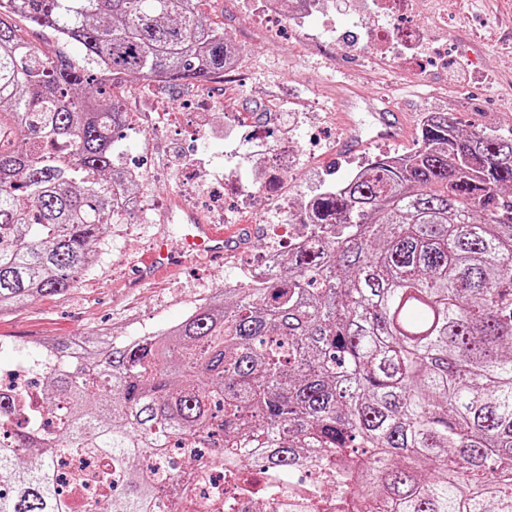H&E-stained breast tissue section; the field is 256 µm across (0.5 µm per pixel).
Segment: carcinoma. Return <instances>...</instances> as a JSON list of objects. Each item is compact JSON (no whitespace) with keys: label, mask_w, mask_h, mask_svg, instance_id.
Here are the masks:
<instances>
[{"label":"carcinoma","mask_w":512,"mask_h":512,"mask_svg":"<svg viewBox=\"0 0 512 512\" xmlns=\"http://www.w3.org/2000/svg\"><path fill=\"white\" fill-rule=\"evenodd\" d=\"M201 2L0 0V315L70 291L126 190L119 97L19 22L99 69L207 82L238 50ZM420 133L310 198L312 240L265 282L161 334L50 341L57 427L0 441V512H209L190 481L174 498L134 465L185 438L264 512H512V137L446 112ZM28 411L0 393V420ZM65 452L97 462L67 493ZM253 462L288 487L258 486ZM114 479L107 501L74 495ZM20 25L26 31V37L34 46L43 50L63 51L72 61L84 65L95 74L96 65L84 57V53L79 46L75 44H62L56 33L50 29L25 27L23 23H20Z\"/></svg>","instance_id":"carcinoma-1"}]
</instances>
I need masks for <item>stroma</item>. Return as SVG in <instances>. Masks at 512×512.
<instances>
[{
  "instance_id": "35a3bbf8",
  "label": "stroma",
  "mask_w": 512,
  "mask_h": 512,
  "mask_svg": "<svg viewBox=\"0 0 512 512\" xmlns=\"http://www.w3.org/2000/svg\"><path fill=\"white\" fill-rule=\"evenodd\" d=\"M322 10L309 17V39L295 24L273 31L248 0H204L210 22L223 27L240 51L245 78L199 84L132 83L123 90L126 109L141 112L138 131L121 136L115 147L123 164L150 172L146 209L122 223L107 226L94 263L80 274L66 294L41 298L18 311L0 316V364L31 362L43 338L69 339L101 330L122 341L144 336L179 322L191 306L205 302L216 289L235 285L239 266L223 263L178 264L161 279L135 283L155 238L181 251L186 230L162 224L154 216L157 204L182 196L192 209L209 200L197 184L232 172L243 183L262 180L252 159L256 127L287 141L292 152L293 198L310 196L329 182H342L373 157L408 153L419 143L418 129L431 112H445L465 128L494 135L512 133V0H449L448 14L433 19L431 0H419L410 24L419 37L448 54L444 65H423L400 55L390 59L377 49L372 32L394 16L387 0H321ZM469 61L466 76L453 75L459 58ZM344 81L367 91L350 111L368 122L371 107L405 112L409 134L399 144L372 140L360 152L344 153L340 145L348 130L336 107V84ZM222 104L212 124L239 113L260 115L259 125L239 127L227 141L203 131L207 120L194 108L200 94ZM284 210L269 208L265 198L241 201L224 196L225 224H252L246 240L251 253L267 243L269 225L290 222Z\"/></svg>"
}]
</instances>
